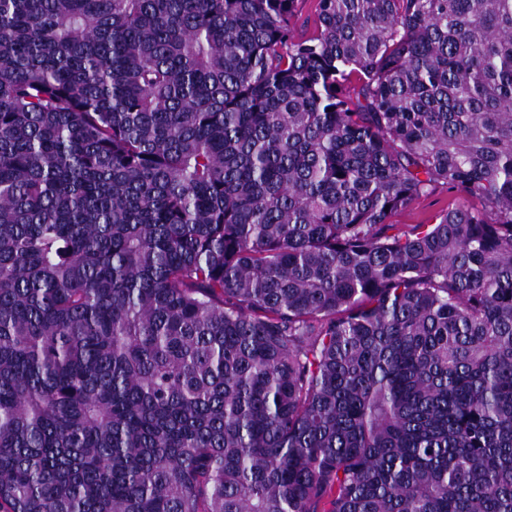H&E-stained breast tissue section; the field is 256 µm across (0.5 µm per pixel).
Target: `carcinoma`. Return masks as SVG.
<instances>
[{"label": "carcinoma", "instance_id": "cac0c4a2", "mask_svg": "<svg viewBox=\"0 0 512 512\" xmlns=\"http://www.w3.org/2000/svg\"><path fill=\"white\" fill-rule=\"evenodd\" d=\"M297 2L0 0V512H512V0ZM316 25L314 0H302L297 6L296 31L299 34H311ZM459 202L470 206L478 205L474 198H460L445 188L438 187L414 201L407 208L397 212L391 218V223L398 224L399 228L409 224H432L437 214L448 208L449 205L451 207Z\"/></svg>", "mask_w": 512, "mask_h": 512}]
</instances>
